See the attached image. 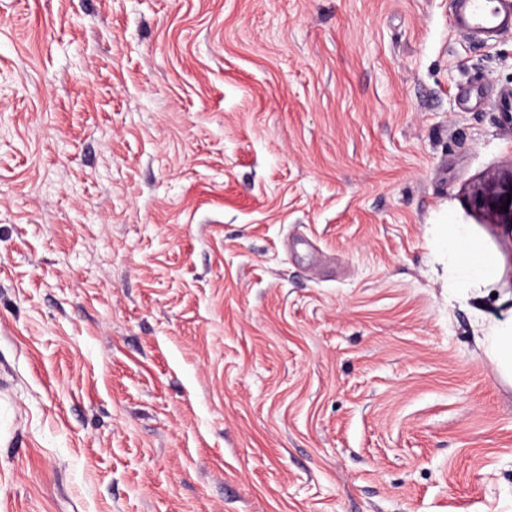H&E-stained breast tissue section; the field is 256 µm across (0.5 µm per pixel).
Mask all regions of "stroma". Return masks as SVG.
Returning a JSON list of instances; mask_svg holds the SVG:
<instances>
[{
	"mask_svg": "<svg viewBox=\"0 0 512 512\" xmlns=\"http://www.w3.org/2000/svg\"><path fill=\"white\" fill-rule=\"evenodd\" d=\"M453 11L0 0V512H512V34ZM511 194L508 212L501 206ZM472 207L480 212L489 224L497 226L512 238V163L494 169L468 189ZM444 243L452 269L454 288L470 290L478 283L491 281L495 276L496 261L477 249H464L465 228L460 224L443 225ZM482 338H478L486 355L497 365L499 371L512 374V317L510 320L489 323Z\"/></svg>",
	"mask_w": 512,
	"mask_h": 512,
	"instance_id": "35a3bbf8",
	"label": "stroma"
}]
</instances>
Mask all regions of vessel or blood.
I'll use <instances>...</instances> for the list:
<instances>
[{"label": "vessel or blood", "mask_w": 512, "mask_h": 512, "mask_svg": "<svg viewBox=\"0 0 512 512\" xmlns=\"http://www.w3.org/2000/svg\"><path fill=\"white\" fill-rule=\"evenodd\" d=\"M454 22L467 34L495 39L512 33V0H456Z\"/></svg>", "instance_id": "vessel-or-blood-1"}]
</instances>
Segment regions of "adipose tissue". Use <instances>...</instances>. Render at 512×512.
Returning a JSON list of instances; mask_svg holds the SVG:
<instances>
[{
	"label": "adipose tissue",
	"instance_id": "adipose-tissue-1",
	"mask_svg": "<svg viewBox=\"0 0 512 512\" xmlns=\"http://www.w3.org/2000/svg\"><path fill=\"white\" fill-rule=\"evenodd\" d=\"M466 230L459 224L443 227L444 243L448 250V262L452 269L453 285L469 290L478 283L493 280L496 261L493 256L473 248H465ZM480 343L486 355L499 371L512 374V319L487 325Z\"/></svg>",
	"mask_w": 512,
	"mask_h": 512
}]
</instances>
